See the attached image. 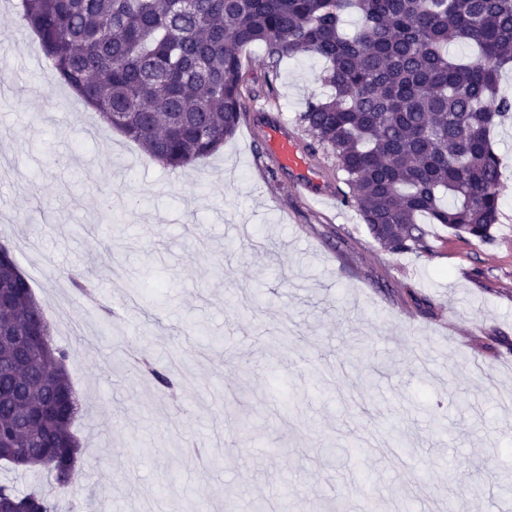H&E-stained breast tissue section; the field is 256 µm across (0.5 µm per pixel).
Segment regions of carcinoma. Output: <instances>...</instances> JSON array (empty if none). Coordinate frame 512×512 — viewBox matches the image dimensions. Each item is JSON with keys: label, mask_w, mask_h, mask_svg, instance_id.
Listing matches in <instances>:
<instances>
[{"label": "carcinoma", "mask_w": 512, "mask_h": 512, "mask_svg": "<svg viewBox=\"0 0 512 512\" xmlns=\"http://www.w3.org/2000/svg\"><path fill=\"white\" fill-rule=\"evenodd\" d=\"M20 18L66 86L103 122L172 170L224 145L246 111L241 51L264 47L271 72L285 57L325 61L326 98L298 122L313 151H329L372 237L393 253L427 254L426 224L487 243L498 222L502 159L495 127L512 119L498 95L512 63V0H21ZM361 27L342 32L346 14ZM471 53L448 57V44ZM0 462L73 485L81 406L69 352L17 357L9 336L48 322L13 251L0 245ZM61 370L41 380L43 359ZM40 437L29 447L21 428ZM0 506L57 512L38 488L0 483Z\"/></svg>", "instance_id": "obj_1"}]
</instances>
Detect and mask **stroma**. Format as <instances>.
Instances as JSON below:
<instances>
[{
	"label": "stroma",
	"instance_id": "1",
	"mask_svg": "<svg viewBox=\"0 0 512 512\" xmlns=\"http://www.w3.org/2000/svg\"><path fill=\"white\" fill-rule=\"evenodd\" d=\"M0 0V243L47 312L82 411V458L59 498L77 512H234L291 494L296 512H512V122L491 243L428 225L431 254H397L335 192L334 158L297 117L327 97L322 59L269 70L242 55L247 110L223 149L186 170L151 161L100 120L65 111L50 62ZM280 126L319 180L293 188L265 149ZM82 270L97 299L68 278ZM111 323H104V309ZM172 370L176 395L126 361Z\"/></svg>",
	"mask_w": 512,
	"mask_h": 512
}]
</instances>
